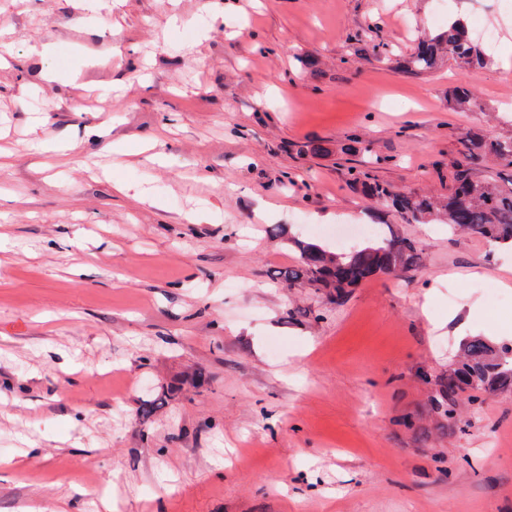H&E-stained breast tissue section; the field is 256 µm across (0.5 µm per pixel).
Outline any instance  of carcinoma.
Here are the masks:
<instances>
[{
	"instance_id": "cac0c4a2",
	"label": "carcinoma",
	"mask_w": 512,
	"mask_h": 512,
	"mask_svg": "<svg viewBox=\"0 0 512 512\" xmlns=\"http://www.w3.org/2000/svg\"><path fill=\"white\" fill-rule=\"evenodd\" d=\"M447 53L471 68L486 64L480 44L469 36L465 23L450 24L434 37L422 36L415 51L403 58L409 73L430 70ZM454 107L478 106L473 91L465 83L450 92ZM462 158L450 173L448 198L416 192L399 193L364 171H354V185L372 204L394 211L409 223L446 224L451 232L466 230L490 242L512 247V137L487 138L481 134L462 139ZM496 160L510 169L499 179L488 181L474 174L475 166ZM378 225L375 241L364 247L331 251L318 243L291 237L299 254L298 265L283 272L288 283L304 282L340 305L350 289L379 274L407 272L419 265L414 243L386 232ZM512 391V343H495L473 336L462 344V359L442 377L431 399L433 410L449 422L458 418L460 404H473L502 391Z\"/></svg>"
}]
</instances>
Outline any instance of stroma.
Here are the masks:
<instances>
[{"instance_id": "stroma-1", "label": "stroma", "mask_w": 512, "mask_h": 512, "mask_svg": "<svg viewBox=\"0 0 512 512\" xmlns=\"http://www.w3.org/2000/svg\"><path fill=\"white\" fill-rule=\"evenodd\" d=\"M453 14L474 19L468 0H0V512L67 491L85 512H512V392L455 425L430 403L465 338L512 337V250L375 212L350 176L444 196L461 132L512 137V0H488L483 68L396 62ZM461 81L477 109H450ZM56 138L60 163L37 149ZM359 222L421 266L339 306L277 279L287 236Z\"/></svg>"}]
</instances>
